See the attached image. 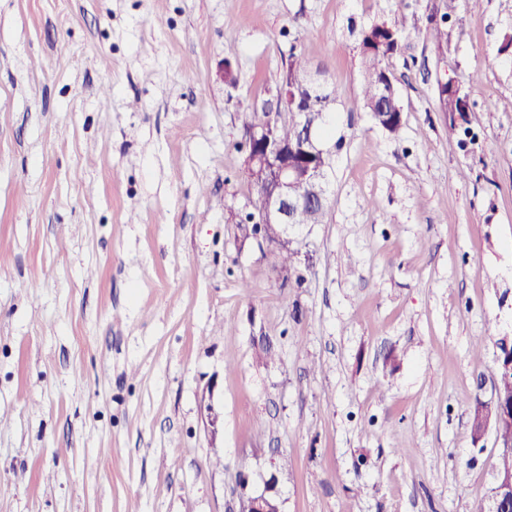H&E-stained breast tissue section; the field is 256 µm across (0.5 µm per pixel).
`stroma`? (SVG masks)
Segmentation results:
<instances>
[{
	"label": "stroma",
	"instance_id": "obj_1",
	"mask_svg": "<svg viewBox=\"0 0 512 512\" xmlns=\"http://www.w3.org/2000/svg\"><path fill=\"white\" fill-rule=\"evenodd\" d=\"M402 12L392 136L351 105L361 28ZM293 49L344 145L284 272L229 217ZM504 335L512 0H0V512H236L270 480L282 512H473Z\"/></svg>",
	"mask_w": 512,
	"mask_h": 512
}]
</instances>
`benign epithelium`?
Returning <instances> with one entry per match:
<instances>
[{"instance_id":"obj_1","label":"benign epithelium","mask_w":512,"mask_h":512,"mask_svg":"<svg viewBox=\"0 0 512 512\" xmlns=\"http://www.w3.org/2000/svg\"><path fill=\"white\" fill-rule=\"evenodd\" d=\"M320 79L312 73L299 74L289 84L277 86L276 100L283 109L301 102L303 92L318 87ZM294 119L300 128L298 141L286 143L269 127L255 128L249 134V150L244 160V169L260 167L258 188L264 192L268 206L261 218L246 217L245 224L262 227L265 224L289 225L293 223L295 210L301 205L322 207L328 200L325 187L326 174L311 166L310 159L316 154L336 152V145L327 144L321 137L327 115L323 112H296ZM498 369L512 373V336H504L497 343ZM476 421L472 428L473 441L478 442L488 429H495L504 422L512 421V394L494 389L488 403L480 402L475 408ZM273 485L241 500L238 512H282L269 507ZM489 512H512V473L499 474L492 489Z\"/></svg>"}]
</instances>
